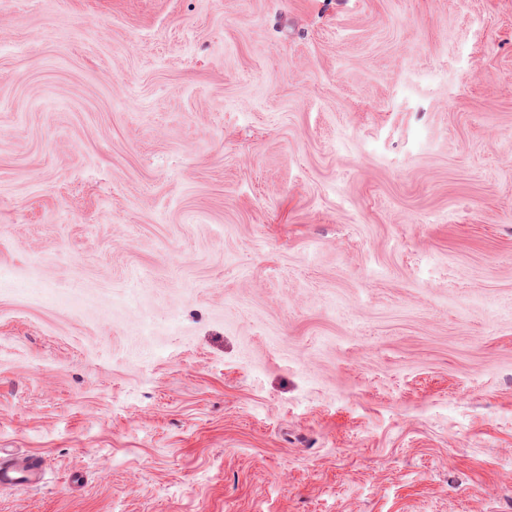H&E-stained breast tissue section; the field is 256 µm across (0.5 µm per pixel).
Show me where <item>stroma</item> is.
I'll return each mask as SVG.
<instances>
[{
  "label": "stroma",
  "instance_id": "1",
  "mask_svg": "<svg viewBox=\"0 0 512 512\" xmlns=\"http://www.w3.org/2000/svg\"><path fill=\"white\" fill-rule=\"evenodd\" d=\"M0 512H512V0H0ZM40 475V463L36 459L16 464L6 463L0 460V486L31 487L38 484Z\"/></svg>",
  "mask_w": 512,
  "mask_h": 512
}]
</instances>
